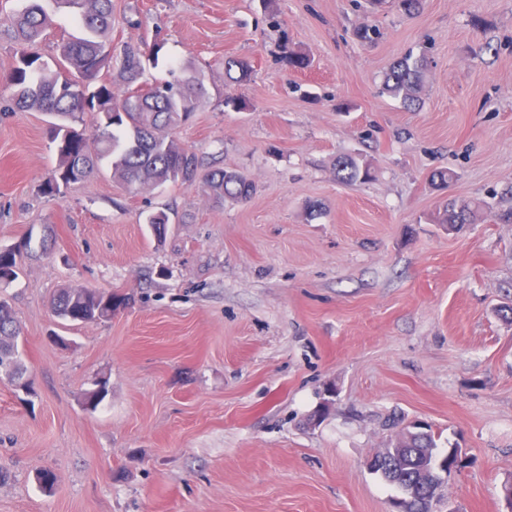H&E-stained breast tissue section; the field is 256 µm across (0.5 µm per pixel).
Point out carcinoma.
<instances>
[{"instance_id":"obj_1","label":"carcinoma","mask_w":512,"mask_h":512,"mask_svg":"<svg viewBox=\"0 0 512 512\" xmlns=\"http://www.w3.org/2000/svg\"><path fill=\"white\" fill-rule=\"evenodd\" d=\"M77 8L76 15L84 29L81 37L61 42L58 58L49 64L31 51L52 25L48 9L33 0L24 12L11 20L17 48L15 63L0 78L14 91L20 108L48 112L61 118L74 119L86 112L98 116L91 135L66 123L50 127L58 165L42 184V193L54 197L62 188L92 175L99 162L111 160L112 176L127 190L142 192L165 183L193 185L197 182L224 201L248 202L254 183L244 174L221 168L204 169L196 154L183 146L171 130L185 122L206 94L205 74L190 65L173 63L170 79L155 84L142 82L144 67L141 54L124 50L119 64V77L131 87L117 96L112 84L98 82L101 71L110 69L114 55L109 36L112 31V0H54ZM428 58L422 53H408L396 60L386 73L382 93L416 107L421 104ZM227 78L237 84L250 79L253 66L245 58L230 59L224 64ZM334 176L343 184L367 181L370 166L357 156L339 158ZM491 206L484 200L459 199L448 203L439 222L452 230L473 224ZM157 239H162L169 224L164 211L147 218ZM33 232L17 241L16 250L0 255V284L15 281L26 259L32 256ZM130 297L96 288H64L49 303L51 312L66 321L104 322L114 311L129 304ZM21 327L8 302L0 299V362L11 363L5 376L8 383L32 392L27 368L17 347ZM401 436L390 446L387 456L391 465L379 474L404 493V512H432V479L424 473V454L437 447L428 429L401 430Z\"/></svg>"}]
</instances>
